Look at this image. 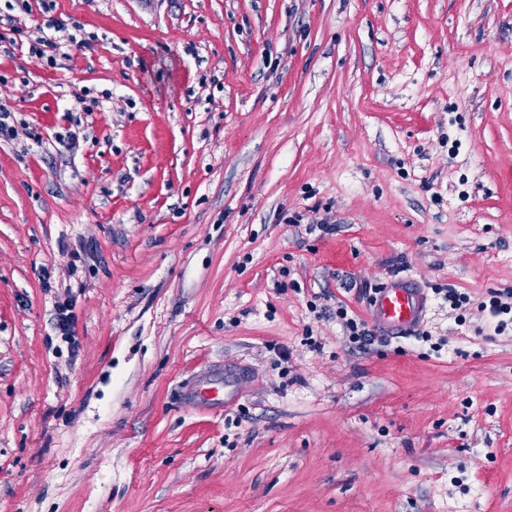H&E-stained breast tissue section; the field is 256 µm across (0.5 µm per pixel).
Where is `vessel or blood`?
Here are the masks:
<instances>
[{
	"mask_svg": "<svg viewBox=\"0 0 512 512\" xmlns=\"http://www.w3.org/2000/svg\"><path fill=\"white\" fill-rule=\"evenodd\" d=\"M370 315L387 336L411 331L427 311V297L412 280L394 277L375 288L369 303Z\"/></svg>",
	"mask_w": 512,
	"mask_h": 512,
	"instance_id": "obj_1",
	"label": "vessel or blood"
}]
</instances>
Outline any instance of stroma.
Segmentation results:
<instances>
[{
	"instance_id": "stroma-1",
	"label": "stroma",
	"mask_w": 512,
	"mask_h": 512,
	"mask_svg": "<svg viewBox=\"0 0 512 512\" xmlns=\"http://www.w3.org/2000/svg\"><path fill=\"white\" fill-rule=\"evenodd\" d=\"M0 102V512H512V0H0ZM53 29V32L43 36L37 43L38 46H32V53H38L40 56H45L47 53L49 59L52 60L57 51H59L63 45L84 48L87 45V41L79 38L77 34L67 32L68 28L66 24L62 22H56L49 26ZM370 315L384 336L407 334L427 311V296L412 280L394 277L375 288ZM336 314L340 319L345 320L348 314L347 309L341 306L338 308ZM345 324L350 331V340L352 343L357 344L359 348H365L372 344L371 342L374 339L373 333L366 327L364 321L359 320V322H357V320L349 318L346 319Z\"/></svg>"
}]
</instances>
